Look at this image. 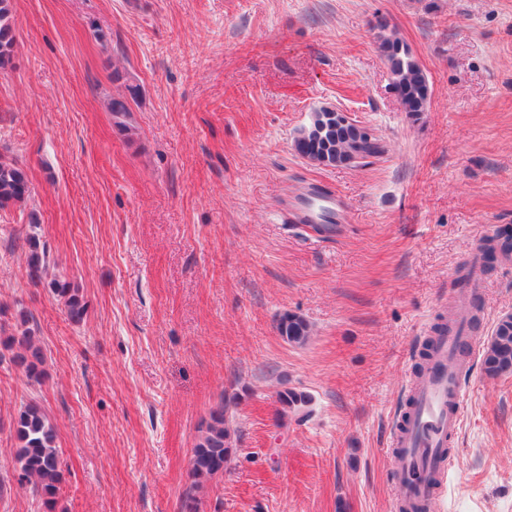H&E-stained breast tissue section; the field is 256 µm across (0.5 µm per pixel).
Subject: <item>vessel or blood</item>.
Returning <instances> with one entry per match:
<instances>
[{
    "mask_svg": "<svg viewBox=\"0 0 512 512\" xmlns=\"http://www.w3.org/2000/svg\"><path fill=\"white\" fill-rule=\"evenodd\" d=\"M339 197L315 188L283 208L286 221L315 224L322 210L338 211ZM473 338L456 324L432 338L431 357L423 373H411L407 384V418L395 419L388 451L395 470L391 482L396 505L418 512L433 502L453 458L451 446L461 424V395L470 370Z\"/></svg>",
    "mask_w": 512,
    "mask_h": 512,
    "instance_id": "1",
    "label": "vessel or blood"
}]
</instances>
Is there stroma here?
Segmentation results:
<instances>
[{"mask_svg":"<svg viewBox=\"0 0 512 512\" xmlns=\"http://www.w3.org/2000/svg\"><path fill=\"white\" fill-rule=\"evenodd\" d=\"M379 15L428 75L417 117ZM13 22L0 155L31 196L0 209V337L28 317L46 377L0 360V512H42L15 469L26 403L55 425L67 512H182L198 425L226 399L233 454L198 512H396L385 448L405 378L483 237L512 227V0H13ZM324 107L383 155L299 157ZM310 183L341 197L340 232L282 222ZM31 234L80 323L30 282ZM476 295L481 350L512 314V258ZM287 313L306 343L279 335ZM289 389L310 418L284 415ZM454 450L434 512H512V374L475 360ZM46 287L49 288L54 295L65 298L69 320L74 323H79L83 319V316L86 315L87 312V306L85 302H82L79 298L76 290L70 288L69 282L54 278L46 283ZM277 330L282 337L292 343L305 342L311 333L310 326L303 317L290 313L279 318ZM280 403L285 407L284 413L289 411L297 417L298 421L308 418L312 410L309 408L311 398L304 394L293 390H285L279 394Z\"/></svg>","mask_w":512,"mask_h":512,"instance_id":"35a3bbf8","label":"stroma"}]
</instances>
